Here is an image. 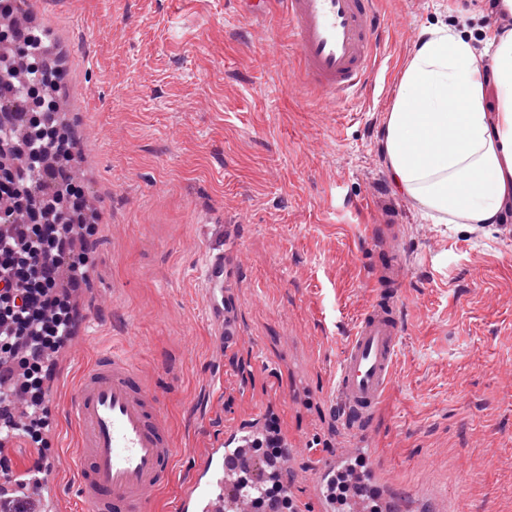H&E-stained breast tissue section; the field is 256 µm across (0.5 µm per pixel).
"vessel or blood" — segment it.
<instances>
[{
	"instance_id": "1",
	"label": "vessel or blood",
	"mask_w": 512,
	"mask_h": 512,
	"mask_svg": "<svg viewBox=\"0 0 512 512\" xmlns=\"http://www.w3.org/2000/svg\"><path fill=\"white\" fill-rule=\"evenodd\" d=\"M289 40L298 49L306 82L325 100L344 101L376 78V60L389 27L376 8L377 0H280ZM231 265L224 252L210 255L204 280L210 290L209 314L225 350L240 348L233 294L224 291V273ZM378 290L359 318L342 352L336 384L344 424L354 434L367 432L394 375L403 326L395 286L400 281L397 261L378 268ZM79 429L82 456L80 497L90 512H149L154 495L165 484L175 454L164 402L134 361L116 353L88 368L70 402ZM264 415L225 427L213 442L192 487L179 495L174 512H224L234 504L253 512L230 468L237 443L262 426ZM339 457L319 463L309 494L297 492L295 481L284 478L297 512H329L323 487Z\"/></svg>"
}]
</instances>
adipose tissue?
Returning <instances> with one entry per match:
<instances>
[{
  "instance_id": "ef3b65f1",
  "label": "adipose tissue",
  "mask_w": 512,
  "mask_h": 512,
  "mask_svg": "<svg viewBox=\"0 0 512 512\" xmlns=\"http://www.w3.org/2000/svg\"><path fill=\"white\" fill-rule=\"evenodd\" d=\"M383 153L434 223H500L512 198V29L479 49L448 24L426 28L385 114Z\"/></svg>"
}]
</instances>
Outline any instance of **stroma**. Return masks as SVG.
<instances>
[{
  "label": "stroma",
  "instance_id": "1",
  "mask_svg": "<svg viewBox=\"0 0 512 512\" xmlns=\"http://www.w3.org/2000/svg\"><path fill=\"white\" fill-rule=\"evenodd\" d=\"M64 74L62 118L96 210L77 321L46 380L51 426L20 436L13 468L59 458L32 512H88L66 416L84 366L128 354L164 400L176 459L151 512L173 500L224 425L262 408L307 441L332 438L336 369L376 294L383 225L404 278L405 335L373 420L382 476L437 493L446 512H512V222L435 224L392 183L384 115L423 30L482 39L486 0H380L379 74L330 103L303 81L276 6L236 0H38ZM247 337L220 357L204 281L212 250ZM224 375L215 393L216 373Z\"/></svg>",
  "mask_w": 512,
  "mask_h": 512
}]
</instances>
